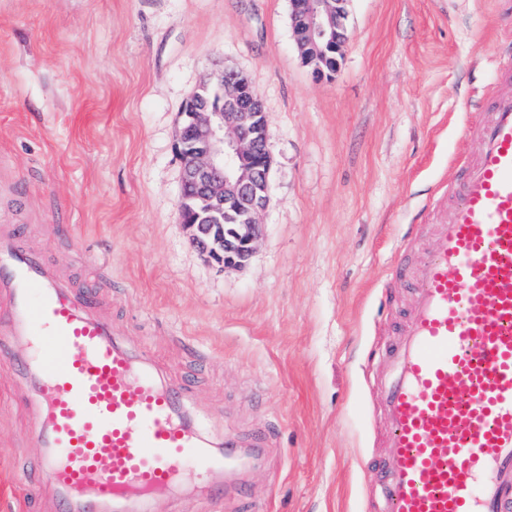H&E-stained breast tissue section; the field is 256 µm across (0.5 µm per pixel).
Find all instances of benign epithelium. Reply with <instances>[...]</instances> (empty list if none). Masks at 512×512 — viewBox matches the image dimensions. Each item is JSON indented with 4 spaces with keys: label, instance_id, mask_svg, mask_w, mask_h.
<instances>
[{
    "label": "benign epithelium",
    "instance_id": "7a95c632",
    "mask_svg": "<svg viewBox=\"0 0 512 512\" xmlns=\"http://www.w3.org/2000/svg\"><path fill=\"white\" fill-rule=\"evenodd\" d=\"M349 2L289 0L295 44L316 80L332 78L341 66ZM181 117L179 221L205 258L241 268L255 253L259 216L272 199L263 103L242 72L225 68L197 86Z\"/></svg>",
    "mask_w": 512,
    "mask_h": 512
}]
</instances>
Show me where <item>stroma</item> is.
<instances>
[{
    "mask_svg": "<svg viewBox=\"0 0 512 512\" xmlns=\"http://www.w3.org/2000/svg\"><path fill=\"white\" fill-rule=\"evenodd\" d=\"M347 27L317 82L288 0H0V232L93 291L116 339L186 386L205 434L268 440L237 470L244 500L210 499L199 473L151 512H376V346L408 296L391 266L476 149L463 130L498 85L512 11L351 0ZM226 65L261 97L273 158L241 269L204 259L177 212L182 107ZM28 398L0 361V512H56L13 473L42 453Z\"/></svg>",
    "mask_w": 512,
    "mask_h": 512,
    "instance_id": "1",
    "label": "stroma"
}]
</instances>
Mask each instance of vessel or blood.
I'll use <instances>...</instances> for the list:
<instances>
[{
	"mask_svg": "<svg viewBox=\"0 0 512 512\" xmlns=\"http://www.w3.org/2000/svg\"><path fill=\"white\" fill-rule=\"evenodd\" d=\"M465 134L475 154L392 267L412 303L381 381L378 512H512V92L491 95ZM12 336L27 353L11 354ZM0 358L36 393L34 467L56 512H130L241 456L193 426L147 355L11 233L0 234Z\"/></svg>",
	"mask_w": 512,
	"mask_h": 512,
	"instance_id": "vessel-or-blood-1",
	"label": "vessel or blood"
}]
</instances>
